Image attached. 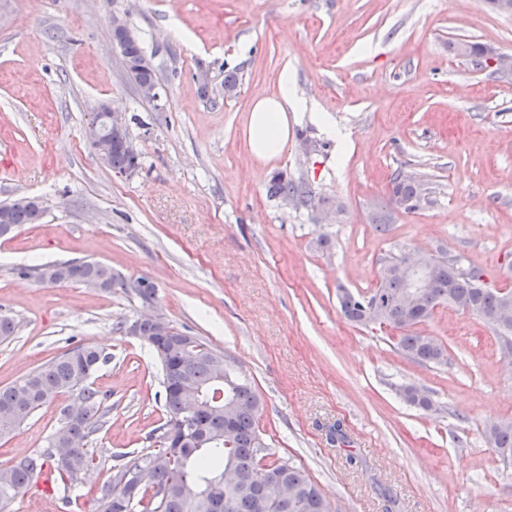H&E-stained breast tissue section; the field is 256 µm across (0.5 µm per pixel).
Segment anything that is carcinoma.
Returning a JSON list of instances; mask_svg holds the SVG:
<instances>
[{
    "label": "carcinoma",
    "mask_w": 512,
    "mask_h": 512,
    "mask_svg": "<svg viewBox=\"0 0 512 512\" xmlns=\"http://www.w3.org/2000/svg\"><path fill=\"white\" fill-rule=\"evenodd\" d=\"M124 55L132 62L129 77L138 85L158 83V71L147 60V54L137 38L125 44ZM104 134L112 137V153L107 166L120 173H133L141 166V157L123 146L129 141L126 128L115 131L109 127ZM392 193L407 203V209L417 208L424 198L423 180L403 177L399 174L391 180ZM313 192L303 180H286L274 177L267 195H299ZM44 213L40 202L22 197L0 205V237L10 235L9 227L16 229L25 224L38 223ZM402 250L391 254L382 264L379 281L369 295H359L348 289L338 288V301L344 317L357 325L368 326L370 319L379 324L404 331L398 347L408 358L420 364H441L445 348L432 337L413 331L417 325L428 321L441 304L493 322L496 313L512 295L490 288L474 278L476 268L460 257L448 258L440 253L429 254V278L432 287L421 295L418 306L409 314L396 304L400 292L408 286L406 277L397 269ZM37 279L46 285L80 284L103 279L106 291L122 289L138 298L141 304L155 300V288L146 280L136 279L137 285L112 274V266L97 260L47 263L34 268ZM370 299L376 304L374 312L362 306ZM502 352L512 355V319L494 327ZM137 335L155 353L162 366L165 392L166 424H171L191 402L198 404L202 412L198 416L197 432L206 436L209 445L194 448L162 468L158 476L170 484L169 495L156 499L148 490L139 489L135 500L110 493L115 479L141 466L165 457V442L159 447L141 453L130 465L113 466L110 479L97 489L98 512H210L198 502L191 503L185 490L187 486H207L224 478V470L234 471L237 480L224 487V495L233 503L231 512H331L330 504L323 497L318 485L299 467L288 460L263 461L259 449L265 447L257 420L262 407L258 392L245 380L229 372L224 385V400L214 403L218 392L221 354L206 343L195 340L196 359L190 364H180L183 333L159 339L156 328L150 322L137 327ZM107 362V356L94 346H78L55 358L6 386H0V438L16 433L22 427L24 417L53 402L60 389L76 392V402L61 409L62 425L48 440L44 450L25 457L8 466L0 467V512H6L11 502L21 495L29 482L39 476L44 468L53 469L55 480L65 487L80 484V474L96 467L94 451L87 447L88 439L106 425L109 409L105 406L108 395L94 388L91 376ZM401 396L410 404L424 410L432 408L431 399L413 385L403 386ZM231 421L234 428L232 449H224V425ZM486 437L498 456L512 462V421L493 425L486 430ZM272 473L288 487V500L275 502L263 494L259 479Z\"/></svg>",
    "instance_id": "carcinoma-1"
}]
</instances>
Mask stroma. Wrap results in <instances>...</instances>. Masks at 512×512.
<instances>
[{
    "instance_id": "obj_1",
    "label": "stroma",
    "mask_w": 512,
    "mask_h": 512,
    "mask_svg": "<svg viewBox=\"0 0 512 512\" xmlns=\"http://www.w3.org/2000/svg\"><path fill=\"white\" fill-rule=\"evenodd\" d=\"M116 14L154 54L157 100L123 68ZM463 39L512 54V15L484 0H0V204L45 209L0 238V315L17 324L0 386L78 345L111 356L92 377L112 409L91 478L69 495L31 483L11 512H95L116 456L154 447L166 421L160 364L116 329L141 303L26 273L86 259L152 283L173 326L224 354L262 399L271 459L303 469L333 512H512V463L485 437L512 421V364L491 324L438 306L417 330L447 357L423 365L398 351L397 329L355 325L337 299L368 294L399 248L463 257L512 287V76L472 71L452 49ZM285 69L340 136L301 112L282 154L260 161L248 112ZM102 103L129 117L134 173L85 137ZM398 172L426 180L417 209L390 204ZM277 174L308 181L338 222L268 198ZM405 385L432 409L408 404ZM70 400L0 439V465L43 450Z\"/></svg>"
}]
</instances>
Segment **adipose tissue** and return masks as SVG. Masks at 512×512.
<instances>
[{
	"instance_id": "obj_1",
	"label": "adipose tissue",
	"mask_w": 512,
	"mask_h": 512,
	"mask_svg": "<svg viewBox=\"0 0 512 512\" xmlns=\"http://www.w3.org/2000/svg\"><path fill=\"white\" fill-rule=\"evenodd\" d=\"M289 73H281L275 95L257 100L249 113L247 143L252 155L260 160L279 156L288 143V115L302 110Z\"/></svg>"
}]
</instances>
